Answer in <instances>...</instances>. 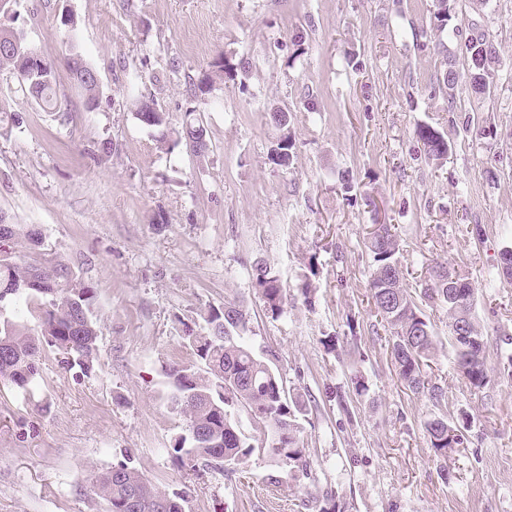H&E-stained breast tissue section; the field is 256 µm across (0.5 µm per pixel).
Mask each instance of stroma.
I'll return each instance as SVG.
<instances>
[{"label":"stroma","instance_id":"stroma-1","mask_svg":"<svg viewBox=\"0 0 512 512\" xmlns=\"http://www.w3.org/2000/svg\"><path fill=\"white\" fill-rule=\"evenodd\" d=\"M433 0H19L0 25L23 31L52 64L61 109L45 112L0 74V213L31 224L45 248L96 290L102 334L95 372L65 371L43 352L29 391L0 383V512H105L96 472L130 456L154 483L188 493L187 512H512V283L497 274L512 243V0H456L445 27ZM76 19V29L61 22ZM497 45L491 93L461 87L449 110L438 79L462 60L470 25ZM81 54L100 76L87 110L66 66ZM235 76L199 92L217 55ZM139 92L180 128L197 109L210 150L158 149L126 103ZM289 116L293 163L269 160L270 108ZM450 144L429 159L415 129ZM113 144L100 156L102 142ZM167 224L156 231L155 217ZM391 225L419 293L437 262L477 288L489 383L454 369L448 316L419 305L440 338L428 370L442 406L400 382L370 291L366 242ZM266 262L286 290L268 317L253 280ZM311 293H303L304 284ZM251 315L247 342L273 352L301 418L310 477L269 453L244 470L178 465L186 422L163 370L192 360L183 335L206 305ZM366 390L356 393L355 381ZM467 411L464 448L437 459L424 430Z\"/></svg>","mask_w":512,"mask_h":512}]
</instances>
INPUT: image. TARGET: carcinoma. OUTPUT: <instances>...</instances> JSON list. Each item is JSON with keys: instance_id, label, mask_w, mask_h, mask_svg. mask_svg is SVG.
<instances>
[{"instance_id": "1", "label": "carcinoma", "mask_w": 512, "mask_h": 512, "mask_svg": "<svg viewBox=\"0 0 512 512\" xmlns=\"http://www.w3.org/2000/svg\"><path fill=\"white\" fill-rule=\"evenodd\" d=\"M434 7V18L441 28L451 19L452 3L435 0ZM465 50L471 56L467 72L460 73L451 59L442 78L450 112L454 109L460 80H465L472 92L484 93L490 88L499 65L497 48L483 31H475L466 39ZM83 65L87 67L89 63L67 58L73 83L87 104L94 107L99 101V86L83 79ZM212 68L213 74L206 76L201 84L206 86L213 78L222 80L233 72L222 56L213 62ZM3 71L27 89L44 111L60 108L51 65L38 72L31 71L20 55L5 49L0 50V72ZM131 107L142 124L158 133L157 143L162 149L170 150L183 139L189 141L197 134L206 133L194 109L185 113L181 129L173 134L168 114L157 109L153 101L134 98ZM269 121L275 128L285 130L271 149L269 160L276 166L288 167L293 160L288 124L279 123L273 116ZM416 136L427 155L440 159L448 154V141L433 127L418 126ZM1 239L5 240L8 251L0 254V381L28 390L36 374L38 357L47 348L60 355L63 369L76 368L82 375H90L97 363L100 333L95 288L76 277L69 278L72 271L55 252H38L28 259L20 255L19 247L24 244L42 246L39 231L23 224H0ZM367 249L372 259V299L381 322L390 331V354L398 377L408 390L428 396L439 406L445 394L425 370L437 350L438 336L406 286L397 259L399 242L388 225L377 224ZM35 270L43 272L45 287L35 288L30 283ZM255 279L266 314L278 318L283 313L285 295L280 277L258 262ZM422 292L425 298L439 302L448 313V342L455 353L458 371L471 388H484L488 383L486 342L473 314L474 300H469L463 309L448 301L446 263L432 268L429 283ZM26 311L38 313L37 326L31 328L20 321V314ZM463 311L468 315L470 342L459 340L453 333V326ZM200 316L207 331L185 337L196 359L175 364L166 371L170 403H178L177 412L187 423V434L171 443V456L182 465L200 462L222 471L228 465L243 468L254 453L267 449L290 468L308 474L310 449L300 436L298 415H307L310 404L298 397L289 398L272 359L248 347L246 337L251 332L248 312L226 302L222 306H206ZM236 406L245 409L256 427L266 434L261 443L254 444V436L239 430L233 413ZM458 422L460 418L442 414L424 423L437 457L445 459L453 448L464 444L462 440L454 443L448 440V431L455 429ZM92 488L106 503V512H185L187 503L186 492L156 485L128 456L96 473Z\"/></svg>"}]
</instances>
